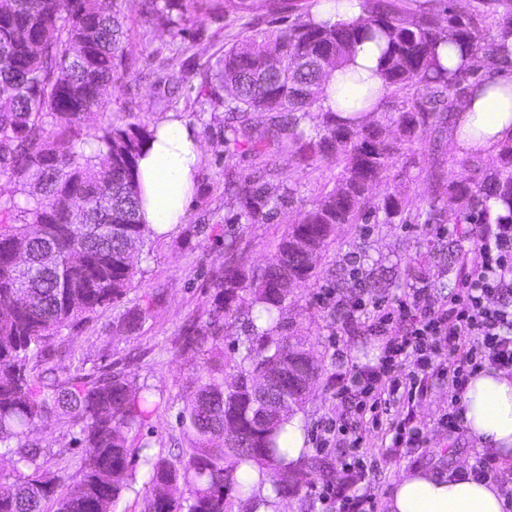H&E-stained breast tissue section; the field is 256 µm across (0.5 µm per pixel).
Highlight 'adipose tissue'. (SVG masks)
<instances>
[{
    "label": "adipose tissue",
    "mask_w": 512,
    "mask_h": 512,
    "mask_svg": "<svg viewBox=\"0 0 512 512\" xmlns=\"http://www.w3.org/2000/svg\"><path fill=\"white\" fill-rule=\"evenodd\" d=\"M485 76L471 83L455 119V144L463 154L488 156L512 140V36ZM377 43L357 44L353 62L336 69L320 102L337 119L361 123L379 111ZM375 89L364 99L366 89ZM151 139L138 162L142 191L140 219L167 234L183 223L196 188L200 146L192 130L177 119L151 126ZM462 424L477 447L487 449L500 467L512 466V371L486 367L470 377L459 397ZM389 512H512L493 480L461 467L452 473L423 468L401 472L389 498Z\"/></svg>",
    "instance_id": "1"
}]
</instances>
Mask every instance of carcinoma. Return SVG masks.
<instances>
[{
  "label": "carcinoma",
  "instance_id": "obj_1",
  "mask_svg": "<svg viewBox=\"0 0 512 512\" xmlns=\"http://www.w3.org/2000/svg\"><path fill=\"white\" fill-rule=\"evenodd\" d=\"M150 2L145 15L177 34L193 21L200 0ZM118 0H0V176L24 195L0 196V512H114L133 478L137 432L156 411L150 389L121 370L60 379L51 366L34 374L56 335L120 299L137 269L131 254L153 236L138 217L141 145L149 126L95 122L107 113L105 91L131 67L123 52L125 16ZM297 12L288 26L262 27L264 15ZM224 13L252 16L251 33L224 49L208 78L229 93L235 115L226 141L261 157L288 146L306 165L336 163V186L290 224L276 250L283 265L260 269L229 262L214 277L208 320L192 324L182 347L208 356L224 342V321L246 314L244 354L224 369H210L186 397L179 414L190 432L189 448L175 456L145 460L149 495L144 512H255L245 495L241 467L269 478L275 499L297 493L296 473L308 469L331 478L316 456L288 462L280 447L285 427L304 404L281 412L270 428L252 427L254 406L247 382L256 370L281 364L282 352L312 356L305 336H282V312L298 280L318 276L338 224H358L374 212L392 224L409 210L398 192L369 206L370 186L395 165L400 145L386 127L339 122L323 116L305 126L319 108L324 83L351 61L357 41H382L379 75L390 99L392 122L411 143L425 134H448L457 96L465 94L483 63L505 49L512 11L489 23L476 14L461 18L432 7L409 13L394 0H365L349 25L317 24L296 0H223ZM462 45L470 65L450 72L438 60L440 43ZM263 170L243 187L252 223L267 221L277 207ZM442 207L430 206L425 223H489L488 201L505 207L498 224H512V141L501 148L494 174L473 175L446 186ZM149 308L128 311L121 326L138 332ZM68 419L81 458L72 473L44 469V448L33 437L51 417Z\"/></svg>",
  "mask_w": 512,
  "mask_h": 512
}]
</instances>
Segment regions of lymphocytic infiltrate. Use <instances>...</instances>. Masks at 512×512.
Masks as SVG:
<instances>
[{
  "label": "lymphocytic infiltrate",
  "instance_id": "f902f5d3",
  "mask_svg": "<svg viewBox=\"0 0 512 512\" xmlns=\"http://www.w3.org/2000/svg\"><path fill=\"white\" fill-rule=\"evenodd\" d=\"M465 234L472 247L448 296L415 288L392 304L358 296L348 305L352 315L370 312L369 329L385 344L375 364L352 367L342 378L337 395L357 422L329 419L322 426L347 458L342 478L319 494L328 512H377V496L364 485L368 466L358 453L365 427L383 428L391 447H420L423 432L412 407L429 379L447 378L459 394L480 368L512 369V224H470ZM398 320L404 331L389 334Z\"/></svg>",
  "mask_w": 512,
  "mask_h": 512
}]
</instances>
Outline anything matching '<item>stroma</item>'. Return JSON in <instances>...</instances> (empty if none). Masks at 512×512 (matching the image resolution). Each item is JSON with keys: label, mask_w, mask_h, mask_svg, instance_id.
Masks as SVG:
<instances>
[{"label": "stroma", "mask_w": 512, "mask_h": 512, "mask_svg": "<svg viewBox=\"0 0 512 512\" xmlns=\"http://www.w3.org/2000/svg\"><path fill=\"white\" fill-rule=\"evenodd\" d=\"M125 28L124 55L134 67L121 84L107 92L112 117L148 125L172 115L183 119L201 147L196 192L183 224L138 249V274L126 294L90 320L63 330L53 342L52 360L73 375L123 369L135 376L137 385L148 386L158 410L141 431L143 452L166 457L173 448L188 445L179 411L204 365L203 357L182 350L180 336L189 322L208 318L213 274L224 263L225 242L236 239L244 261L262 268L273 259L277 240L288 224L302 218L319 200L322 189L335 186L337 168L327 163L304 168L290 153H275L272 163L277 174L269 182L277 189L292 188L293 201L277 208L272 220L249 223L243 215L240 190L225 188L224 175L233 173L238 183L244 182L255 161L241 148L226 144L225 112L213 106L199 77L200 71L215 64L225 46L244 36L248 17L208 11L190 22L184 34L176 36L167 27L145 23L132 10L126 14ZM172 67L186 74L184 84L174 93L164 82L165 73ZM497 164L494 156L464 157L451 142L437 149L417 140L404 145L398 155V178H385L377 186L376 195L381 198L401 191L419 212L429 205L445 203L427 179L430 172H440L445 181L451 182L472 176L475 169L489 170ZM440 242L434 225L419 219L408 224L338 225L318 276L295 289L284 304L283 321L288 332L310 337L320 367L309 401L296 416L303 434V452L321 454L333 472L341 470L335 450H317L314 441L325 418L347 411L334 395L331 377L351 364H375L382 351V338L358 325L345 336L342 350H334L330 334L343 322L336 318L334 306L320 305L316 297L323 289L335 287L338 273L347 274L355 268L365 275L381 268L399 273L408 264L416 270L414 287L426 286L437 296H447L454 291L461 269L440 262ZM137 305L150 306L151 315L140 332L130 336L121 332L119 325L127 310ZM452 395L447 381L432 380L426 394L416 402L414 417L424 436L421 447L391 450L385 447L381 433L367 435L362 452L372 467L369 477L378 496L379 512H388V495L401 471L426 468L450 473L461 466L472 467L479 453L474 442L465 431L451 435L438 423ZM72 433L65 420L55 417L47 419L45 428L39 430L37 437L42 446L56 451L48 459V471L76 467L78 453H57L58 448L68 445Z\"/></svg>", "instance_id": "1"}]
</instances>
